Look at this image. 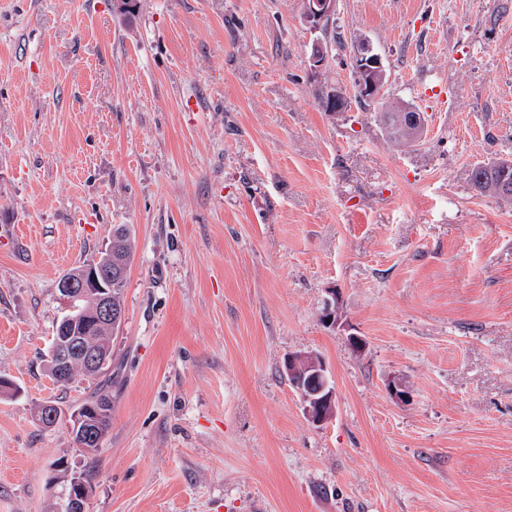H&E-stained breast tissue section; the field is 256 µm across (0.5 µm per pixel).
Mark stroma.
<instances>
[{
  "mask_svg": "<svg viewBox=\"0 0 512 512\" xmlns=\"http://www.w3.org/2000/svg\"><path fill=\"white\" fill-rule=\"evenodd\" d=\"M137 4L0 0V512H49L60 460L95 467L90 512H512V202L468 184L512 157V0H337L317 70L303 0ZM361 42L421 140H388L382 100L325 111ZM116 224L93 466L34 412L96 387L43 356L59 279ZM303 351L334 382L322 426L284 370ZM78 407L85 408H93V409H102L109 411L106 420L101 423V427H99L101 441L100 446L102 445L105 437L107 436L109 429L112 424V395L109 391H106L104 386L100 389L92 393L88 398H86Z\"/></svg>",
  "mask_w": 512,
  "mask_h": 512,
  "instance_id": "35a3bbf8",
  "label": "stroma"
}]
</instances>
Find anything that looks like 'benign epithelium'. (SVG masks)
<instances>
[{
	"instance_id": "benign-epithelium-1",
	"label": "benign epithelium",
	"mask_w": 512,
	"mask_h": 512,
	"mask_svg": "<svg viewBox=\"0 0 512 512\" xmlns=\"http://www.w3.org/2000/svg\"><path fill=\"white\" fill-rule=\"evenodd\" d=\"M336 13V0H305V20L314 28ZM387 82L386 69L380 56L368 47L360 45L354 53L353 83L357 93L365 99H379ZM412 111L406 103L396 105V127L399 133L417 140L424 132L423 116H405ZM59 299L66 314L61 321L62 335L55 337L47 355L48 366L59 376H70L74 359L82 365V376L95 375L105 363L102 353L90 349L83 337L92 331L107 330L112 320L118 318L112 308V245L102 248L96 260L85 265L80 275L63 280L59 285ZM323 321L336 325L338 321V296L336 290L329 291L323 300ZM288 380L299 393L303 410L314 425H322L334 414L335 387L330 383L325 362L316 353L291 354L286 361ZM36 417L41 424L54 426L59 417L58 408L46 403L38 408ZM72 419L81 427L82 447L91 450L97 446V423L81 409L72 411ZM71 491L59 500L54 512H86L91 488L74 477Z\"/></svg>"
}]
</instances>
